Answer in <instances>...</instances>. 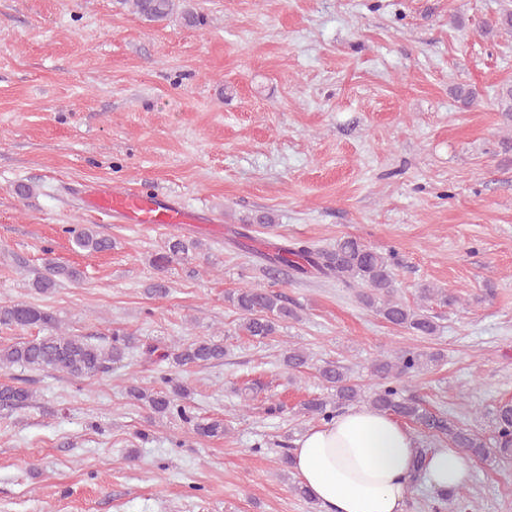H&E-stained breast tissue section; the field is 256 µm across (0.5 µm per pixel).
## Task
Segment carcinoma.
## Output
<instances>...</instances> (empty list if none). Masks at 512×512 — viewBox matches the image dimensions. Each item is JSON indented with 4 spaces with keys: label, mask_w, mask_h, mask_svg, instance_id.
Returning <instances> with one entry per match:
<instances>
[{
    "label": "carcinoma",
    "mask_w": 512,
    "mask_h": 512,
    "mask_svg": "<svg viewBox=\"0 0 512 512\" xmlns=\"http://www.w3.org/2000/svg\"><path fill=\"white\" fill-rule=\"evenodd\" d=\"M134 12L146 22L160 23L172 14L174 0H130ZM75 246L90 253L112 249V240L92 229L83 228L74 236ZM197 243L171 239L164 250L154 258V265L164 270L173 263L186 261ZM268 262L287 266L297 272L313 269L347 285L360 286V303L387 323L406 329L417 336H433L438 325L429 315L425 303L441 294L439 289L426 285L419 289L420 304L412 307L396 297L397 285L393 272V257L383 254L352 237L336 241V245L321 249L303 242L281 246ZM78 280L79 271L67 266L50 264L47 274L35 280L36 289L45 293L55 285V278ZM226 300L240 314L238 331L256 339H265L277 333L279 324L294 317L282 295L265 288H241L226 296ZM56 319L48 311L27 304L0 306V325L24 329L41 325L49 330L45 336L19 341L0 348V368L20 366L36 371L64 372L75 379L93 377L103 373L110 365L119 363L133 351L140 349L148 359L168 362L179 369L186 366H207L224 361V340L213 336H198L163 353L152 345L142 346L140 339L130 335H115L108 344L92 343L79 336H66L54 331ZM440 361V355L416 349H399L375 360L370 373L376 380L370 407L395 416L424 433L418 441L420 457L437 445H448L469 459L493 465L512 455V402H505L493 410L494 435L485 439L480 433L465 427L445 413L427 408L418 400L402 396L400 383L421 373ZM282 365L289 373L301 372L310 365V356L299 347L290 348L282 357ZM319 378L333 390L334 401L311 399L303 403V414L330 420L335 408L353 404L362 398L361 388L352 381L348 370L333 362L317 368ZM135 401L153 414L166 416L173 412L190 422L183 400L187 387L175 374L162 377L161 387L147 391L137 386L129 389ZM31 392L13 384H0V411L13 412L27 407ZM197 434L203 437L224 435V422L208 420L195 424ZM453 505L455 512H470L471 501L458 489L438 493L432 509L440 512L442 506Z\"/></svg>",
    "instance_id": "1"
}]
</instances>
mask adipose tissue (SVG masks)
<instances>
[{
    "instance_id": "obj_1",
    "label": "adipose tissue",
    "mask_w": 512,
    "mask_h": 512,
    "mask_svg": "<svg viewBox=\"0 0 512 512\" xmlns=\"http://www.w3.org/2000/svg\"><path fill=\"white\" fill-rule=\"evenodd\" d=\"M416 461L410 430L368 406L309 428L291 451L300 483L325 512H405ZM469 475V461L442 447L427 458L422 479L446 492L466 484Z\"/></svg>"
}]
</instances>
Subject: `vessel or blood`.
Instances as JSON below:
<instances>
[{
	"instance_id": "1",
	"label": "vessel or blood",
	"mask_w": 512,
	"mask_h": 512,
	"mask_svg": "<svg viewBox=\"0 0 512 512\" xmlns=\"http://www.w3.org/2000/svg\"><path fill=\"white\" fill-rule=\"evenodd\" d=\"M86 209L104 213L125 224H193L195 212L149 193H138L124 186L106 184L82 196Z\"/></svg>"
}]
</instances>
